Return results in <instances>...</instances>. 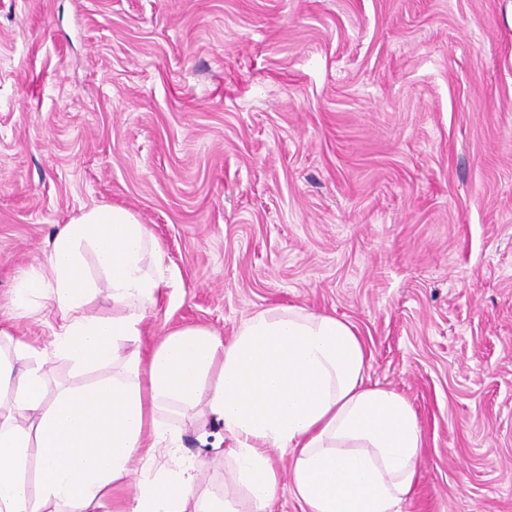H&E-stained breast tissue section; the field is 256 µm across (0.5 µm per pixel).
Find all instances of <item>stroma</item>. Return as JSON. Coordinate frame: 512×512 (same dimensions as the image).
I'll use <instances>...</instances> for the list:
<instances>
[{
  "mask_svg": "<svg viewBox=\"0 0 512 512\" xmlns=\"http://www.w3.org/2000/svg\"><path fill=\"white\" fill-rule=\"evenodd\" d=\"M98 205L175 276L118 356L339 317L424 434L401 512H512V0H0V329L48 347L13 291ZM159 417L252 512L222 423Z\"/></svg>",
  "mask_w": 512,
  "mask_h": 512,
  "instance_id": "35a3bbf8",
  "label": "stroma"
}]
</instances>
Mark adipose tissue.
<instances>
[{
    "instance_id": "ef3b65f1",
    "label": "adipose tissue",
    "mask_w": 512,
    "mask_h": 512,
    "mask_svg": "<svg viewBox=\"0 0 512 512\" xmlns=\"http://www.w3.org/2000/svg\"><path fill=\"white\" fill-rule=\"evenodd\" d=\"M92 250L102 281L84 271ZM150 228L128 210L96 206L56 234L45 268L24 277L11 299L26 315L33 298L52 302L62 324L54 354L79 371L107 368L84 386L48 389L45 357L0 329L22 368L0 356V512H185L194 462L143 479L118 497L142 451L167 442L182 454L180 430L158 410L205 404L232 441L238 485L254 512H267L279 474L267 454L292 458L291 490L304 512H400L413 492L424 438L409 401L369 384L367 351L355 328L300 306L250 316L230 341L204 329L169 333L149 357L116 355L139 336L158 288L168 284ZM117 311L87 315L98 287Z\"/></svg>"
}]
</instances>
